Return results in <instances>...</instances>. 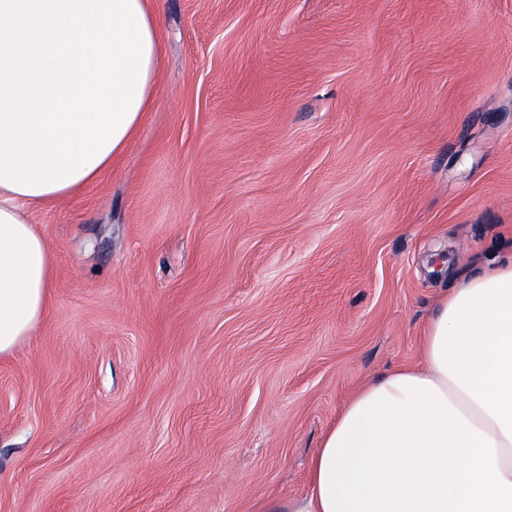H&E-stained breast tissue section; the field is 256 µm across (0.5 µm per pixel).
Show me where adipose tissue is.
<instances>
[{"label": "adipose tissue", "mask_w": 512, "mask_h": 512, "mask_svg": "<svg viewBox=\"0 0 512 512\" xmlns=\"http://www.w3.org/2000/svg\"><path fill=\"white\" fill-rule=\"evenodd\" d=\"M127 144L50 193L0 185V357L33 335L53 286L30 210L74 196ZM262 512H512V257L443 294L419 361L359 387L311 459L307 490Z\"/></svg>", "instance_id": "adipose-tissue-1"}]
</instances>
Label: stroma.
Returning <instances> with one entry per match:
<instances>
[{
  "instance_id": "obj_1",
  "label": "stroma",
  "mask_w": 512,
  "mask_h": 512,
  "mask_svg": "<svg viewBox=\"0 0 512 512\" xmlns=\"http://www.w3.org/2000/svg\"><path fill=\"white\" fill-rule=\"evenodd\" d=\"M151 107L32 210L0 512H260L442 292L512 255V0H147Z\"/></svg>"
}]
</instances>
